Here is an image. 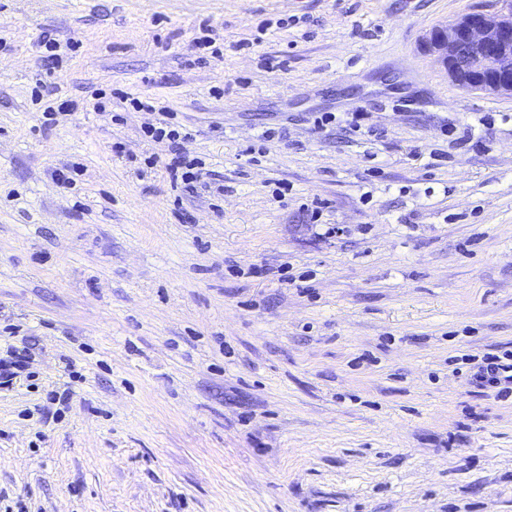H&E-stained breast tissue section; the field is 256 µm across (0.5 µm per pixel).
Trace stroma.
I'll return each mask as SVG.
<instances>
[{"label": "stroma", "mask_w": 512, "mask_h": 512, "mask_svg": "<svg viewBox=\"0 0 512 512\" xmlns=\"http://www.w3.org/2000/svg\"><path fill=\"white\" fill-rule=\"evenodd\" d=\"M505 8L0 0V506L512 512V387L472 378L512 351V95L423 47ZM26 367V354L17 351L11 354L10 360H0V386H10L12 380L18 376L17 371H22L26 369Z\"/></svg>", "instance_id": "stroma-1"}]
</instances>
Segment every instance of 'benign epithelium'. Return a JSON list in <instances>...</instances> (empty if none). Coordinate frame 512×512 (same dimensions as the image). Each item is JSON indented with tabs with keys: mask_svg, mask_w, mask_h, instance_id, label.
Returning <instances> with one entry per match:
<instances>
[{
	"mask_svg": "<svg viewBox=\"0 0 512 512\" xmlns=\"http://www.w3.org/2000/svg\"><path fill=\"white\" fill-rule=\"evenodd\" d=\"M425 45L462 87L512 94V7L505 14L472 13L437 27Z\"/></svg>",
	"mask_w": 512,
	"mask_h": 512,
	"instance_id": "1",
	"label": "benign epithelium"
}]
</instances>
